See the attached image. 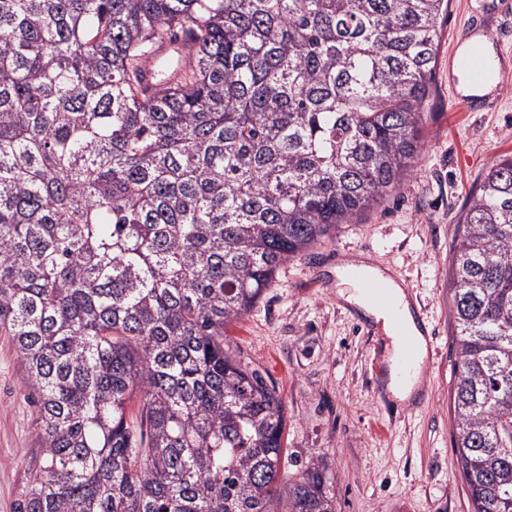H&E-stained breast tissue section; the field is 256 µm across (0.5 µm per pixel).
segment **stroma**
I'll return each mask as SVG.
<instances>
[{"label":"stroma","mask_w":512,"mask_h":512,"mask_svg":"<svg viewBox=\"0 0 512 512\" xmlns=\"http://www.w3.org/2000/svg\"><path fill=\"white\" fill-rule=\"evenodd\" d=\"M512 0H450L440 21L425 152L400 190L340 225L332 238L288 261L257 306L225 328V343L281 395L288 416L281 474L322 464L337 512H469L453 448L449 394L456 359L448 267L462 208L486 169L512 152V46L502 45L499 86L486 109L469 112L448 73L472 21L498 36ZM370 260L390 270L422 308L428 339L425 404H395L377 390L368 320L341 297L335 268ZM34 396L22 360L0 331V512H14L30 469L44 464Z\"/></svg>","instance_id":"stroma-1"}]
</instances>
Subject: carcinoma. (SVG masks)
Returning <instances> with one entry per match:
<instances>
[{
	"mask_svg": "<svg viewBox=\"0 0 512 512\" xmlns=\"http://www.w3.org/2000/svg\"><path fill=\"white\" fill-rule=\"evenodd\" d=\"M448 0H0V330L46 464L16 512H336L224 349L293 257L425 151ZM194 61L152 94L144 54ZM458 468L512 512V156L450 260ZM135 416L127 417L131 402Z\"/></svg>",
	"mask_w": 512,
	"mask_h": 512,
	"instance_id": "cac0c4a2",
	"label": "carcinoma"
}]
</instances>
